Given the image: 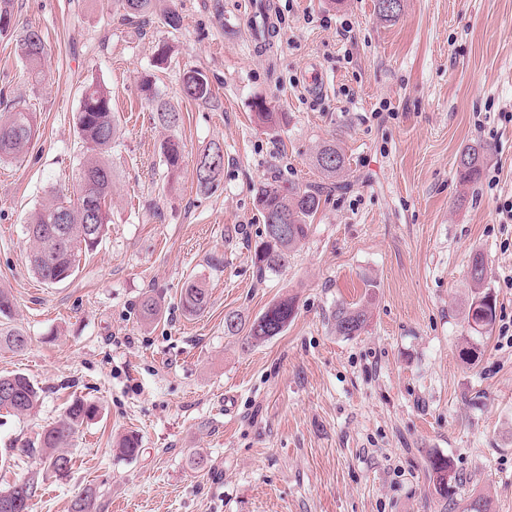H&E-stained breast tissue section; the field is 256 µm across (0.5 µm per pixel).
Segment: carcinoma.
Masks as SVG:
<instances>
[{
	"label": "carcinoma",
	"mask_w": 512,
	"mask_h": 512,
	"mask_svg": "<svg viewBox=\"0 0 512 512\" xmlns=\"http://www.w3.org/2000/svg\"><path fill=\"white\" fill-rule=\"evenodd\" d=\"M120 7L129 16L141 17L154 12L157 0H117ZM18 48L28 70L34 74L41 72L47 56L46 46L40 31L28 27L22 31ZM142 90L153 102L158 121L175 128L181 122V115L165 101L153 83L142 80ZM181 90L190 100H207L211 90L205 75L198 70H189L183 74ZM255 116L259 123L272 128L285 121L280 112H273L263 101L254 104ZM76 127L81 140L90 145L91 153L79 162L78 187L76 198L69 201L54 200L31 213L28 236L30 250L28 262L34 273L47 284L62 283L71 278L78 270L76 249L83 245L93 248L103 237L109 224L107 203L112 196V166L108 153L112 142L118 136L119 125L112 113V91L98 81L84 86L80 107L76 116ZM37 133L36 114L28 108L14 103L12 110L0 114V161L20 160L26 157L29 147ZM219 144L213 143L196 158L193 174L196 188L208 192L216 185L224 171V155L218 153ZM160 157L166 166L168 176L176 180L182 171V146L178 138L169 137L160 147ZM486 160V149L478 144L465 147L459 154L457 175L459 182L470 185L477 182ZM344 154L333 142L324 143L316 152L315 165L327 177L335 178L345 168ZM91 194L101 218L96 224V236L86 238L87 215L85 212L86 194ZM321 203V192L309 187L293 184L284 185L279 180H267L256 188V204L263 224L282 222L288 225V236H272L263 231L261 240L254 247L253 261L259 272L278 270L288 263V256L308 237L311 221ZM61 213L67 217L69 229L68 244L63 249L55 248L46 230L55 225V215ZM470 297L467 301L465 322L469 335L464 337L460 349L461 359L468 363L477 362L480 355L479 344L474 336L483 335L496 319L497 306L485 310L483 315L471 313L473 302L491 295L485 286L487 270H481L477 276L467 274ZM210 303L207 289L190 279L183 288L182 306L185 312L197 314L204 311ZM296 312V299L284 298L273 303L265 312L249 323L230 313L224 317V332L231 336H242V343L255 346L280 335L293 319ZM369 315L363 304H344L336 306L333 325L336 335L358 336L368 325ZM22 350L27 346L24 331L17 327H0V347ZM39 400V389L25 375L20 373L0 375V409L13 414H25L31 411ZM94 406L75 399L67 407L65 417L58 423L47 427L41 433L36 452L41 456L44 467L50 469L55 460L68 455L65 450L68 437L77 428L91 418ZM118 451L125 457H135L139 453V439L134 434L124 436L118 443ZM429 480L436 493L446 499L454 489L456 476L448 458L432 454L427 461ZM96 493L87 489L83 495L74 499L70 512H93Z\"/></svg>",
	"instance_id": "1"
}]
</instances>
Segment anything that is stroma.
<instances>
[{
  "label": "stroma",
  "mask_w": 512,
  "mask_h": 512,
  "mask_svg": "<svg viewBox=\"0 0 512 512\" xmlns=\"http://www.w3.org/2000/svg\"><path fill=\"white\" fill-rule=\"evenodd\" d=\"M270 2L265 51L238 0H164L176 30L116 0H12L48 57L34 76L0 36V113L22 101L38 124L26 157L0 163V289L28 338L0 349V373L27 375L41 398L24 416L0 411V490L42 472L30 447L81 399L98 414L68 441L69 473L43 472L31 512H69L90 488L96 512H465L480 496L512 512V223L497 214L512 198V0H402L391 22L376 0ZM312 63L319 95L303 79ZM190 69L209 99L183 98ZM145 78L180 112L175 131L155 120ZM93 79L120 122L111 221L76 274L47 285L27 263V219L73 191ZM258 100L287 124L260 126ZM171 134L184 155L174 186L159 155ZM330 139L346 157L335 185L314 162ZM213 142L224 171L204 194L193 165ZM472 144L488 158L464 187L457 157ZM274 176L323 195L287 267L261 274L255 189ZM477 252L497 317L472 366L459 350ZM190 279L210 295L196 316L181 303ZM288 296L281 335L251 348L225 335L227 314L249 322ZM341 303L368 306L361 335L336 334ZM129 432L132 459L114 450ZM432 453L461 478L453 499L428 479Z\"/></svg>",
  "instance_id": "obj_1"
}]
</instances>
